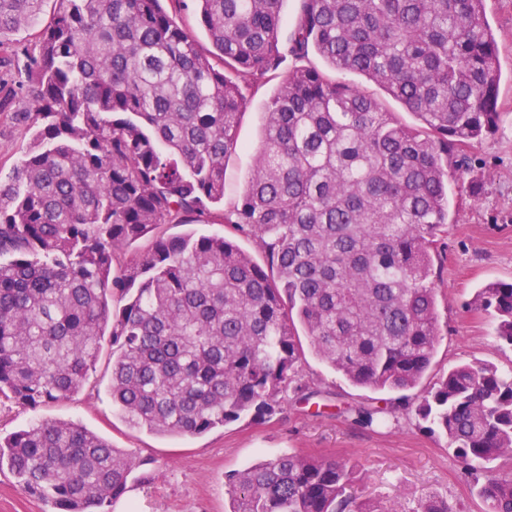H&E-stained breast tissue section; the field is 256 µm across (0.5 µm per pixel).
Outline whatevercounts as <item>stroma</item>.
<instances>
[{"instance_id": "35a3bbf8", "label": "stroma", "mask_w": 512, "mask_h": 512, "mask_svg": "<svg viewBox=\"0 0 512 512\" xmlns=\"http://www.w3.org/2000/svg\"><path fill=\"white\" fill-rule=\"evenodd\" d=\"M485 10L498 39L503 117L494 134L463 150L465 186L453 196L454 222L437 280V309L445 332L421 383L425 389L462 362L488 361L501 372H512V348L500 345L490 317L470 305L484 283L512 282V0H485ZM25 62L24 53L0 54L1 182L7 181L31 138L26 123L17 118L28 106L25 92L13 82ZM277 87V81H270L250 98L240 117V147L225 165V201L239 197L252 173L262 141L263 106ZM302 373L318 391L315 402L290 396L281 411L266 419L248 416L200 436H156L129 429L113 415L111 364L104 354L85 389L69 400L32 410L0 398V434L38 420L65 419L132 450L139 461L136 482L111 512H228L226 475L288 452L351 461L355 497L387 505L391 512H416L420 501L434 494L448 499L456 512H484L471 478L442 437L416 420L387 412L379 424L357 425L351 408L381 405L379 394L351 386L311 356Z\"/></svg>"}]
</instances>
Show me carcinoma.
Masks as SVG:
<instances>
[{"mask_svg": "<svg viewBox=\"0 0 512 512\" xmlns=\"http://www.w3.org/2000/svg\"><path fill=\"white\" fill-rule=\"evenodd\" d=\"M44 2L0 0L1 53ZM195 2L210 50L174 21L185 0H55L28 52L18 83L31 102L16 116L33 135L0 184V397L68 400L106 348L121 422L201 435L306 395L308 351L351 385L394 394L389 412L446 439L485 512H512V373L460 363L406 395L442 336L433 271L449 185L462 187L457 153L501 119L485 0H297L284 40V0ZM311 52L417 124L354 83L295 68L265 101L253 174L224 203L248 103L226 73L256 92ZM200 222L224 233L165 230ZM473 303L512 348V282L485 283ZM138 466L72 421L0 436V470L54 512H108ZM354 474L300 453L262 459L226 476L228 512H392L347 494ZM420 512L454 510L430 495ZM311 62L314 63V65L320 69L322 72L325 73V75L331 79V80H346L350 83H359L362 85L363 89L368 91L370 94H372L374 97L379 98L386 108L390 110L391 112H396L399 119L408 124L413 125L415 123V118L412 114L407 112L397 101L387 97L376 85L372 83L365 82L361 77L354 75V74H347V75H341L337 74L334 71L327 69L323 63L321 62L320 58L316 55H312L310 57Z\"/></svg>", "mask_w": 512, "mask_h": 512, "instance_id": "cac0c4a2", "label": "carcinoma"}]
</instances>
